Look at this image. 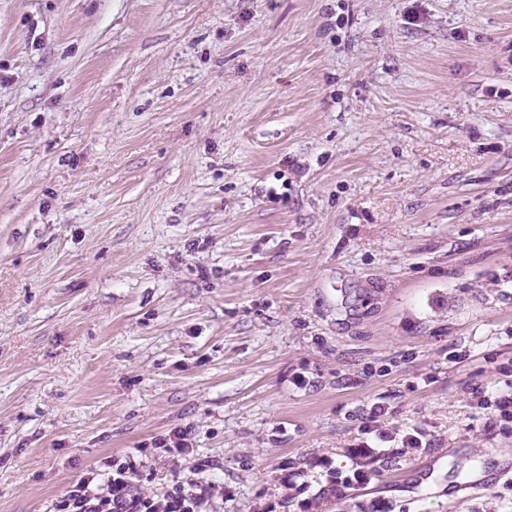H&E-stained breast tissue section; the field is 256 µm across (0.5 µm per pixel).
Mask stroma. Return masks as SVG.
Segmentation results:
<instances>
[{
    "mask_svg": "<svg viewBox=\"0 0 512 512\" xmlns=\"http://www.w3.org/2000/svg\"><path fill=\"white\" fill-rule=\"evenodd\" d=\"M511 380L512 0H0V512H512ZM477 398V405L481 408L493 407L499 416L504 420L512 421V391H502L496 389L488 391L487 388L478 387L472 393ZM385 405L376 402L370 408L366 422H363L361 431L365 435H370V439L361 441L351 448V454L357 460L358 468L353 470L352 475L347 476L341 482V486H336V490L344 491L354 486L362 485L369 480L370 471L366 469V462L378 456L381 451L378 448L381 444L389 442L401 443V448L417 449L423 447L422 433L416 429L412 432L406 430L393 429L388 431L383 429L382 421L387 415ZM157 449H162L164 453L177 451L179 455H189L193 452V443L191 434L188 430H175L168 436L159 438L155 441ZM140 471L129 456L110 457L104 468L90 471L68 487L54 512H208L206 508L224 487L195 477L186 485L145 493L138 486Z\"/></svg>",
    "mask_w": 512,
    "mask_h": 512,
    "instance_id": "35a3bbf8",
    "label": "stroma"
}]
</instances>
